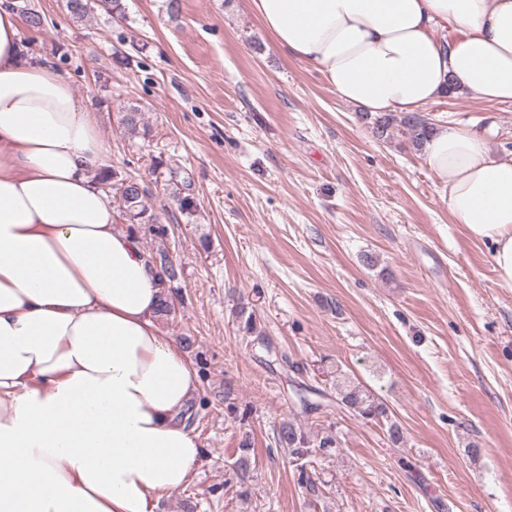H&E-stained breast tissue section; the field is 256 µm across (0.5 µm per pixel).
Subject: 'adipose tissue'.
<instances>
[{
    "label": "adipose tissue",
    "instance_id": "ef3b65f1",
    "mask_svg": "<svg viewBox=\"0 0 512 512\" xmlns=\"http://www.w3.org/2000/svg\"><path fill=\"white\" fill-rule=\"evenodd\" d=\"M273 40L344 102L408 112L441 95L512 101V0H250ZM456 29L448 44L437 25ZM94 112L27 55L0 8V512H156L203 450L181 415L192 362L160 336L163 290L95 181ZM441 200L512 288V157L485 131L422 149Z\"/></svg>",
    "mask_w": 512,
    "mask_h": 512
}]
</instances>
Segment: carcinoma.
<instances>
[{"label":"carcinoma","mask_w":512,"mask_h":512,"mask_svg":"<svg viewBox=\"0 0 512 512\" xmlns=\"http://www.w3.org/2000/svg\"><path fill=\"white\" fill-rule=\"evenodd\" d=\"M6 6L19 13L25 24L30 28L43 26V17L35 11L29 0H8ZM408 131L411 142L420 148L427 141L433 131V124L416 114L406 115L402 118L387 113L373 121V132L380 139H389L400 130ZM100 185L116 188L120 192V204L132 224L140 227L146 226L151 232L156 231L157 218L148 213L143 204L145 189L133 177L121 178L118 173L103 169L98 173ZM154 260L164 269L165 281L162 286L166 288L165 296L158 310L159 315L167 316L171 312L172 300L170 294L175 289V282L179 271L173 263L168 261V253L164 250L157 252ZM238 330L253 337L258 342L265 341L262 330L258 329L254 311L241 306L235 311ZM336 407L347 410L366 423L382 424L386 427L389 440L397 444L403 440L401 425L395 420L392 411L373 391L359 379L336 367ZM275 442L278 447L288 451V459L297 480L301 485L309 487L314 492L317 489L310 468L317 455H329L341 447L339 435L330 429L320 428L316 431L305 429L294 420L284 419L276 429ZM254 464L253 448L250 433H242L236 454L231 462V470L245 483Z\"/></svg>","instance_id":"obj_1"}]
</instances>
